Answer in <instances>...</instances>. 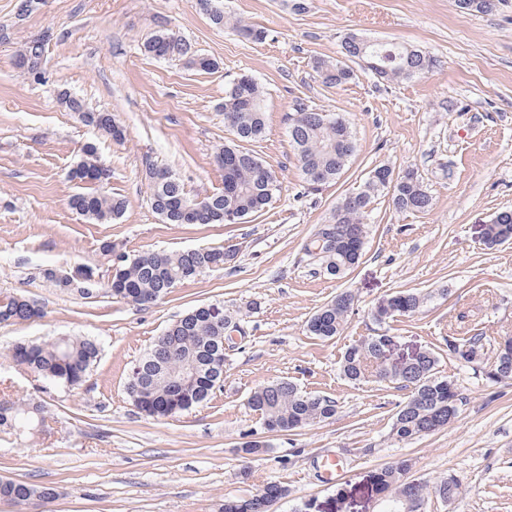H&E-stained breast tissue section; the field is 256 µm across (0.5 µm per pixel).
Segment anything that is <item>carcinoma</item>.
<instances>
[{"instance_id":"1","label":"carcinoma","mask_w":512,"mask_h":512,"mask_svg":"<svg viewBox=\"0 0 512 512\" xmlns=\"http://www.w3.org/2000/svg\"><path fill=\"white\" fill-rule=\"evenodd\" d=\"M199 9H209L210 22L221 28L230 23L225 16L222 0H195ZM344 54L351 60L362 59L376 64L375 74L382 79H410L429 71L431 57L422 51L394 43L359 46L348 42ZM147 54L168 60L184 61L202 71L213 70L216 63L198 54L181 35L164 30L152 36L144 45ZM42 40L26 43L15 58L16 66L29 73L37 70L29 62L42 55ZM313 68L321 82L330 88H340L353 80L354 70L343 61L319 59ZM62 103L88 126L116 142L126 138L124 127L111 113L89 109L84 101L62 93ZM292 119L289 134L297 152V161L305 182L319 187L335 181L355 149L349 123L336 113L299 108ZM224 119L235 141L224 145L216 155L218 166L224 168V191L202 200L188 197L183 184L168 169L147 164L151 180L150 201L154 212L168 224H227V215L236 220L260 212L280 195L282 186L272 170L245 144L256 141L265 128L262 91L258 83L242 77L224 97ZM102 164L97 146L87 142L81 158L71 172V178L95 189L71 196L70 207L86 219L95 222L112 220L122 215L126 201L99 192ZM391 192L392 206L397 211L427 213L433 208V198L413 171L393 176L387 166L374 168L360 189L346 195L336 204L329 223L323 225L306 245L309 257L320 262L332 278L342 277L359 263L367 236V210L378 194ZM512 239V211L498 213V221L490 224L485 244L493 248ZM235 259V251L220 248H195L179 252L147 251L123 254L122 260L111 265V282L105 292L113 297L138 305L152 303L172 288L198 274L222 269ZM44 278L58 288L76 290L88 295L92 289L81 282L46 269ZM428 296L419 291H399L380 305L374 319L385 324L396 316L416 314ZM224 311L220 305L199 306L170 324L157 337L137 365L139 377H131L137 386L127 387L135 406L150 417L160 418L166 407L180 414L208 401L224 385L211 368L214 356L224 353V334L235 316L222 317L211 308ZM353 307V301L339 293L310 318L308 330L319 338L341 334ZM43 316L42 309L23 296L0 299V324L27 321ZM388 336H368L350 346L343 354L340 370L351 382L372 380L392 382L410 390L408 399L396 412L390 434L397 441H410L427 436L448 426L460 412L462 396L454 380L440 375L437 352H425L402 367H392L384 351ZM483 337L450 336L445 339L448 357L479 367L484 356ZM99 343L85 336H61L47 343L15 345L12 358L16 365L30 371L42 381L77 388L97 362ZM196 363L194 377L180 388L172 386L169 376L182 369L183 362ZM512 379V337L499 344L496 351L492 381ZM249 407L261 418L279 426L281 432H293L336 415V401L327 396L311 395L288 379L262 386L251 393ZM44 407L37 402L0 399V429L5 431L34 430L43 422ZM410 464L406 460L384 466L373 475V483L384 493L385 512H426L428 494L434 493L445 502L459 494L453 477L438 481L433 491L413 487L408 478ZM286 495L279 485H268L261 492L245 499H227L220 512H269L277 499ZM57 496L52 487L38 486L10 478H0V500L23 505L27 510L51 504Z\"/></svg>"}]
</instances>
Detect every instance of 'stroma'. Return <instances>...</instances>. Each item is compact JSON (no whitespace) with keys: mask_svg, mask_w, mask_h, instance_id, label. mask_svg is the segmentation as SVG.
Instances as JSON below:
<instances>
[{"mask_svg":"<svg viewBox=\"0 0 512 512\" xmlns=\"http://www.w3.org/2000/svg\"><path fill=\"white\" fill-rule=\"evenodd\" d=\"M0 0V296L40 305L36 321L0 324V395L36 398L45 426L0 432V477L55 487L53 512H218L271 483L288 494L272 512H381L372 474L407 459L410 476L431 484L454 477L451 503L430 498L427 512H512V381L486 373L512 336V244H484L495 214L512 209V0L490 14L464 13L455 0H224V12L265 28V41L218 28L192 0H37L19 13ZM171 28L216 61L204 72L145 54L144 42ZM415 46L435 67L409 80L384 81L362 65L341 88L325 87L315 60L341 58L349 34ZM45 40L39 76L14 58ZM263 92L266 125L256 155L282 184L262 212L237 224H168L152 210L146 162L169 168L192 197L223 191L215 155L232 139L221 106L241 76ZM112 113L126 140L116 144L84 125L61 92ZM349 121L356 150L335 182L304 181L289 136L297 106ZM96 142L110 171L103 190L123 198L124 215L92 222L68 201L79 192L69 172L81 146ZM417 172L433 197L427 213L393 209L389 194L370 206L364 255L332 279L303 247L337 201L378 166ZM181 251L224 247L234 264L200 273L158 302L138 306L107 296L112 261L101 250ZM92 269V295L55 288L48 268ZM354 310L339 336L310 335L307 322L343 290ZM428 294L418 313L388 324L376 307L398 291ZM243 317L246 336L224 355V386L203 405L172 418L139 413L126 393L134 365L174 320L210 303ZM392 336L389 357L410 361L444 349V336L481 335L480 368L441 359V375L463 398L445 429L409 442L390 437L407 390L390 382L351 383L340 371L349 346ZM55 336L101 343L98 363L75 390L44 388L16 366L13 346ZM288 379L335 400L336 415L294 432L261 428L248 405L254 389ZM247 440L266 442L255 457ZM338 479L322 476L326 459Z\"/></svg>","mask_w":512,"mask_h":512,"instance_id":"obj_1","label":"stroma"}]
</instances>
